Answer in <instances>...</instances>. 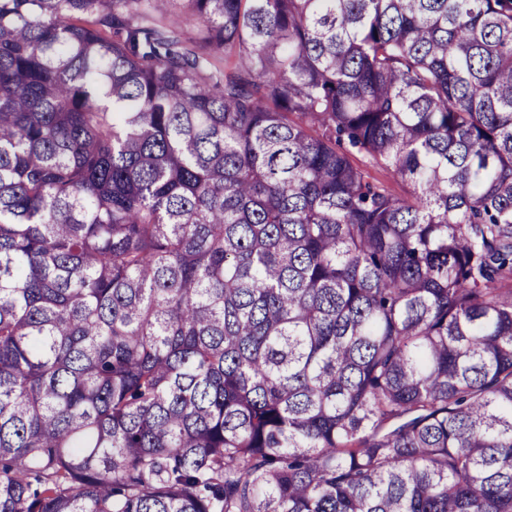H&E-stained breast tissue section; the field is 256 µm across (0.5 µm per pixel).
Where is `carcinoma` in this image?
<instances>
[{
    "mask_svg": "<svg viewBox=\"0 0 512 512\" xmlns=\"http://www.w3.org/2000/svg\"><path fill=\"white\" fill-rule=\"evenodd\" d=\"M507 281L512 0H0V512H512Z\"/></svg>",
    "mask_w": 512,
    "mask_h": 512,
    "instance_id": "carcinoma-1",
    "label": "carcinoma"
}]
</instances>
